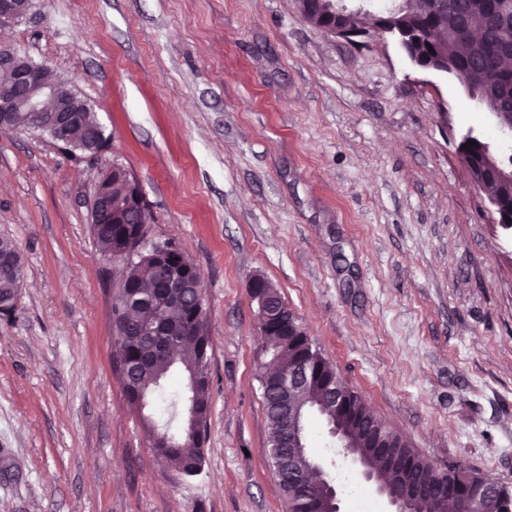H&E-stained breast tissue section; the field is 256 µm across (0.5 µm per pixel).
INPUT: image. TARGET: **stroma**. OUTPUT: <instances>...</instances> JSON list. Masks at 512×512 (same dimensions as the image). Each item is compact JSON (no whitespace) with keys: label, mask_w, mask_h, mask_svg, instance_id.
<instances>
[{"label":"stroma","mask_w":512,"mask_h":512,"mask_svg":"<svg viewBox=\"0 0 512 512\" xmlns=\"http://www.w3.org/2000/svg\"><path fill=\"white\" fill-rule=\"evenodd\" d=\"M0 44L92 105L101 158L0 133V238L24 260L0 314V512H286L267 452L266 360L248 283L274 284L374 413L436 464L512 487V235L457 151L494 128L460 85L392 43L326 35L295 0H36ZM138 181L149 237L202 274L211 339L204 466L155 459L112 362L115 272L94 184ZM352 512L359 472L309 423Z\"/></svg>","instance_id":"35a3bbf8"}]
</instances>
